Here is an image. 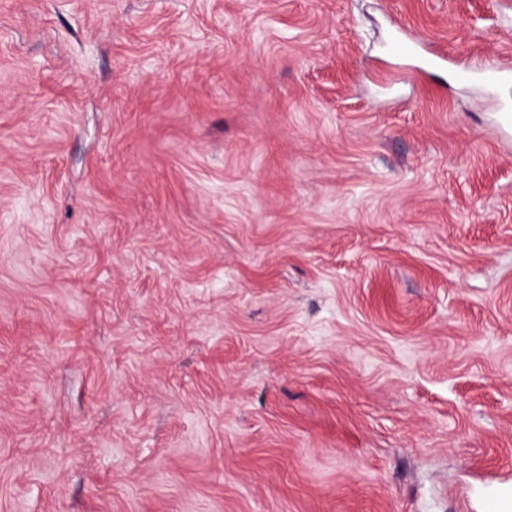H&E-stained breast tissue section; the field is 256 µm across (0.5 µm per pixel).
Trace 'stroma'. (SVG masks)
I'll list each match as a JSON object with an SVG mask.
<instances>
[{
  "label": "stroma",
  "instance_id": "stroma-1",
  "mask_svg": "<svg viewBox=\"0 0 512 512\" xmlns=\"http://www.w3.org/2000/svg\"><path fill=\"white\" fill-rule=\"evenodd\" d=\"M512 0H0V512H483L512 477ZM512 77L511 67H490L482 70H473L460 66L457 71V77L460 81H469L474 78L482 80L488 85H496Z\"/></svg>",
  "mask_w": 512,
  "mask_h": 512
}]
</instances>
